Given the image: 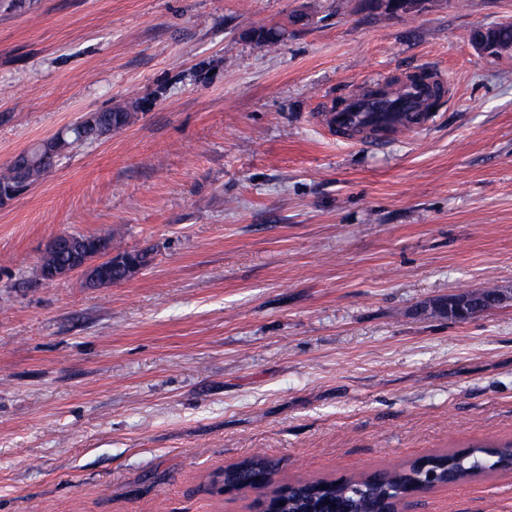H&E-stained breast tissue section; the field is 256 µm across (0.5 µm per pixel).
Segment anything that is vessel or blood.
<instances>
[{
    "label": "vessel or blood",
    "mask_w": 512,
    "mask_h": 512,
    "mask_svg": "<svg viewBox=\"0 0 512 512\" xmlns=\"http://www.w3.org/2000/svg\"><path fill=\"white\" fill-rule=\"evenodd\" d=\"M434 90L430 81H407L384 94L370 86L325 112V125L337 138L377 146L398 132L426 128Z\"/></svg>",
    "instance_id": "1"
}]
</instances>
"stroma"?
<instances>
[{
    "mask_svg": "<svg viewBox=\"0 0 512 512\" xmlns=\"http://www.w3.org/2000/svg\"><path fill=\"white\" fill-rule=\"evenodd\" d=\"M503 22L512 0H0V167L140 101L0 206V512H257L216 480L258 453L281 485L512 441V55L471 40ZM430 69V129L325 132ZM114 231L152 254L132 279H39L53 236ZM487 286L508 301L439 313ZM416 501L512 512V471ZM138 101L126 102L125 105H118L100 112L103 123L101 125V134L110 133L111 130H116L129 125L133 122L138 110Z\"/></svg>",
    "mask_w": 512,
    "mask_h": 512,
    "instance_id": "stroma-1",
    "label": "stroma"
}]
</instances>
